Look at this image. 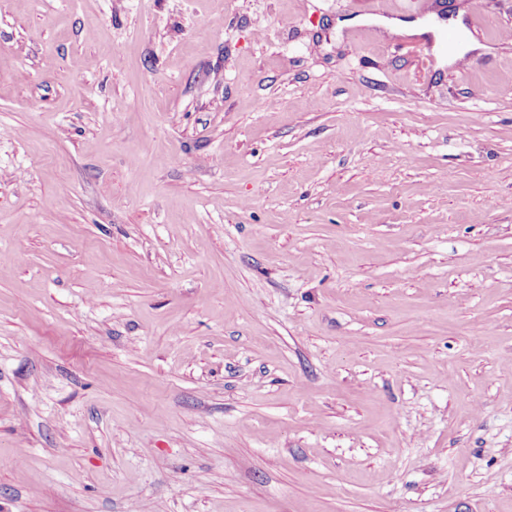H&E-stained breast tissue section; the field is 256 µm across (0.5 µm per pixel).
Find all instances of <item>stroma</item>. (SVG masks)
Masks as SVG:
<instances>
[{
  "instance_id": "35a3bbf8",
  "label": "stroma",
  "mask_w": 512,
  "mask_h": 512,
  "mask_svg": "<svg viewBox=\"0 0 512 512\" xmlns=\"http://www.w3.org/2000/svg\"><path fill=\"white\" fill-rule=\"evenodd\" d=\"M370 14L0 0V512H512V0ZM390 35L396 36H427L434 33V28L419 21L409 22L399 19H382L376 21Z\"/></svg>"
}]
</instances>
